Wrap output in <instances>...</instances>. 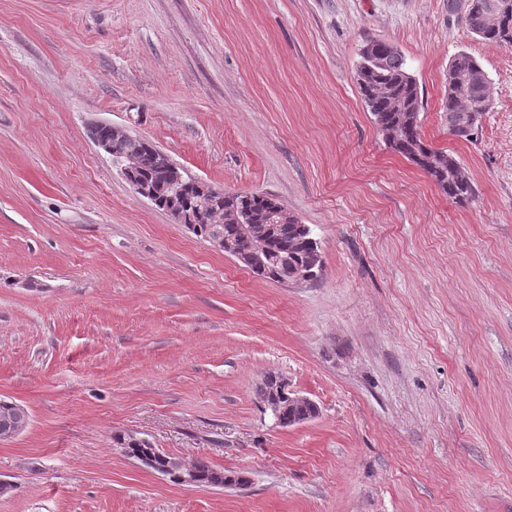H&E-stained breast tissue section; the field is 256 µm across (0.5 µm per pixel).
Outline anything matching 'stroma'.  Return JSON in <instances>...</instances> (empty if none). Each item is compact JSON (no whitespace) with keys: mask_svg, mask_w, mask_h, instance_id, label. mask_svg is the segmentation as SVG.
I'll use <instances>...</instances> for the list:
<instances>
[{"mask_svg":"<svg viewBox=\"0 0 512 512\" xmlns=\"http://www.w3.org/2000/svg\"><path fill=\"white\" fill-rule=\"evenodd\" d=\"M404 55L462 206L387 148L360 49ZM491 108L448 131L453 55ZM109 122L310 225L312 281L264 280L136 194ZM312 399L284 428L268 375ZM0 512H512V48L448 0H0ZM149 439L245 487L176 484ZM29 425L28 412L20 405L14 404L12 419L0 427V441H7L20 435Z\"/></svg>","mask_w":512,"mask_h":512,"instance_id":"stroma-1","label":"stroma"}]
</instances>
